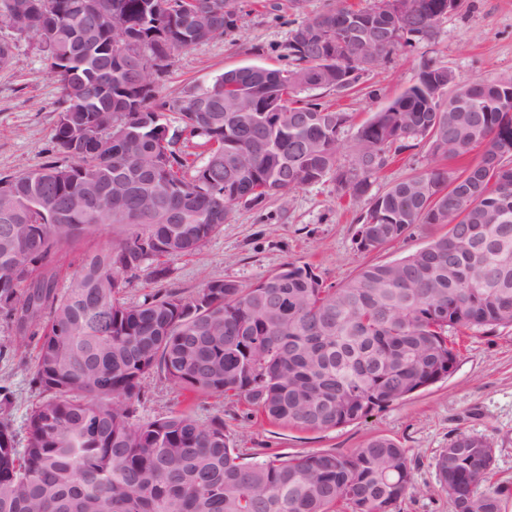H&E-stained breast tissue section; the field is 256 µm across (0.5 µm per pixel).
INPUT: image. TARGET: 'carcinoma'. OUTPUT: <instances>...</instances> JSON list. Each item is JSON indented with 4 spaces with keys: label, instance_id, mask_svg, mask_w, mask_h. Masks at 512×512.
I'll return each instance as SVG.
<instances>
[{
    "label": "carcinoma",
    "instance_id": "obj_1",
    "mask_svg": "<svg viewBox=\"0 0 512 512\" xmlns=\"http://www.w3.org/2000/svg\"><path fill=\"white\" fill-rule=\"evenodd\" d=\"M0 0V24L35 38L60 89L52 137L57 158L1 176L14 202L0 235V316L16 335L36 339L32 365L21 364L40 400L26 444L0 419V512H400L413 477L407 451L373 437L349 455L320 451L247 457L216 415L199 423L191 410L136 416L148 378L160 373L202 396H231L271 423L300 430L336 428L404 401L447 378L459 353L451 336L512 327V78H480L472 93L435 100L449 69L426 65L416 83L359 127L353 166L336 165L350 118L305 90L343 93L357 82L321 72L329 58L361 70V48L341 39L346 16L377 23L397 46L433 36L448 0H415L401 16L342 5L293 29L287 64L253 79V66L224 72L204 89L160 95L148 68L235 25V0H94L100 31L93 63L70 67L83 51L75 32L80 0ZM117 14L130 43L112 47L107 18ZM287 99L290 112L251 122L232 111L240 96ZM180 115L169 134L165 113ZM207 147L197 164L189 140ZM484 146L480 160L454 174L443 162ZM426 149L429 166L371 198L357 245L381 249L416 224L446 234L406 256L366 265L326 285L308 264L285 263L248 288L209 280L196 294L160 289L130 305L124 276L168 277L166 260L195 254L231 218L237 201L259 204L331 175L354 198L407 152ZM245 174L229 182L227 161ZM110 188L61 224L91 193ZM467 237L457 234L458 227ZM115 237L86 255L59 289L54 256L103 229ZM483 436L458 433L434 459L439 487L454 512H503L512 490H480L495 466Z\"/></svg>",
    "mask_w": 512,
    "mask_h": 512
}]
</instances>
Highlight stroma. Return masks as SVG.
<instances>
[{
	"label": "stroma",
	"instance_id": "35a3bbf8",
	"mask_svg": "<svg viewBox=\"0 0 512 512\" xmlns=\"http://www.w3.org/2000/svg\"><path fill=\"white\" fill-rule=\"evenodd\" d=\"M342 3L366 0H237L234 31L174 54L162 74L161 95L176 97L191 86L205 87L224 71L257 64L282 67L280 47L290 30L307 18ZM0 40L14 47L10 67L0 69V174L34 169L52 147L58 119L57 82L48 74L34 39L0 25ZM448 68L456 82L512 77V0H459L438 26L434 39L394 53L362 75L356 90L324 92L321 102L350 113L341 134L338 161L351 167L350 144L358 127L412 85L425 65ZM366 199L338 190L333 177L267 199L261 206L236 205L220 233L195 255L174 257L162 286L195 294L212 279L247 288L282 264H309L326 283L338 284L371 263L398 259L444 234L438 224H420L404 239L376 251L356 243ZM160 284L141 275L128 279L121 296L136 303ZM455 372L405 401L367 417L324 431H301L247 414L243 405L222 397L194 396L161 375L148 381L138 417L156 418L175 408L192 407L203 422L223 416L237 448L250 454L270 449L285 455L330 451L348 455L375 436L391 438L408 451L413 481L400 512H452L438 491L433 458L456 433L487 437L495 449L490 485L512 487V328L489 335L460 336ZM0 386L11 405L18 437L40 395L20 366L19 356L0 358Z\"/></svg>",
	"mask_w": 512,
	"mask_h": 512
}]
</instances>
